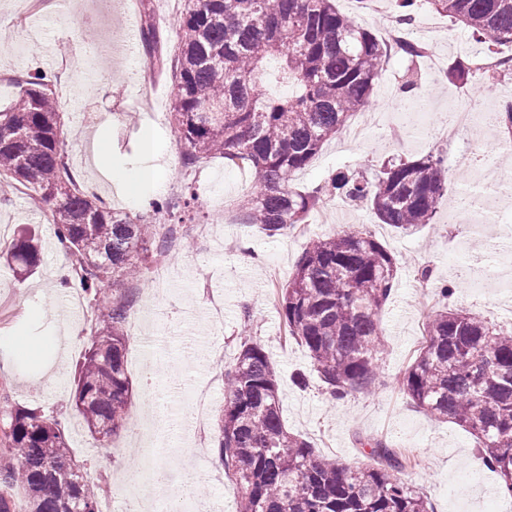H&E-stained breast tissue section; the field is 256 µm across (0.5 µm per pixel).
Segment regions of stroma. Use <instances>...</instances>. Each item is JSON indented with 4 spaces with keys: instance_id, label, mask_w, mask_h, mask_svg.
Here are the masks:
<instances>
[{
    "instance_id": "1",
    "label": "stroma",
    "mask_w": 512,
    "mask_h": 512,
    "mask_svg": "<svg viewBox=\"0 0 512 512\" xmlns=\"http://www.w3.org/2000/svg\"><path fill=\"white\" fill-rule=\"evenodd\" d=\"M122 15L110 0H51L49 5L19 19L14 0H0V30L10 33L8 46H0V82L25 76L33 67L57 73L59 85L68 90L63 112L64 150L77 180L92 185L96 195L115 212L136 217L145 214L144 200L163 197V188L178 183L194 188L192 210L175 205L172 223L206 222L215 226L216 237L207 249L195 240L182 242L176 251L159 256L156 247L146 252L148 265L166 260L171 274L165 292L153 295L152 283L140 286L133 312L143 315L146 333L129 334L126 366L133 392L122 429L104 442L91 439L72 400V370L91 334V325L61 318L58 301L50 293L61 251L47 231L49 213L37 209L28 195L9 193L0 203V241H14L22 229L35 232L40 262L32 273L0 260V381L8 382L11 398L19 406L36 409L60 421L70 448L85 464L84 476L97 483L102 494L115 499V512H132L134 502L121 490L116 463L136 454V436H147L158 413L170 414L168 390L177 384L189 388L208 383L214 395L213 410L224 403L222 373L231 365L243 341L261 344L279 376L281 413L289 432L314 445L320 454L347 465L362 462L361 440L379 438L408 453L414 463L399 474L402 482L423 494L432 512H494L496 506L512 512V495L501 488L476 447L475 438L451 421L427 416L400 387L407 367L425 342V323L440 308L438 296L420 291L417 268H427L435 284H451L455 290L449 308L483 317L503 328L512 327V260L496 238L497 225H512V206L504 207L498 224H474L455 217L451 201L465 186L485 187L489 176L479 167L475 152L496 154L500 146L482 119H475L458 139L434 138L428 125L416 121L422 106L430 108V123L446 122L448 109L470 95L483 107H497L512 96V80L504 78L495 94H487L481 79L461 84L432 73L426 56L412 57L400 49L387 51L385 73L375 83L369 108L383 113L387 123H404L403 141L392 143L373 131L357 145L336 134L325 142L312 160L294 176V185L308 190L330 174L344 170L374 174L391 160H414L425 155L441 157L448 171L443 197L432 223L416 233L403 235L380 221L370 206L336 203L337 219L329 224L310 213L307 234L289 230L268 238L245 224L235 204L254 181L250 170L225 164L214 155L188 168L183 164L184 146L169 125L174 83L168 73L150 70L142 56L113 63L93 60L102 45L125 42L127 29ZM419 24L439 29L435 45L443 61L460 54L486 51L464 25L451 22L429 7H420ZM73 54L67 71H60L61 55ZM414 79L413 90L399 94L405 79ZM153 81L156 101L153 112L136 108L133 99L140 84ZM106 145V164L117 174L150 169L152 180L142 182L137 193L140 205H132L120 184L99 170L95 148L86 142L88 129ZM348 229L372 234L402 269L381 313L387 352L373 392L331 399L323 388L306 350L286 333L274 299L285 285L309 237L332 235ZM499 264L508 286L494 293L482 292L476 273ZM224 296L221 325L209 326L202 287ZM25 338L39 352L38 359L16 357L8 337ZM150 339L155 371L154 387H147L136 361L143 339ZM304 373L307 387L295 384V373ZM153 457L175 478L167 484L165 500L180 512H235L241 490L218 461L216 441L208 439L204 451L185 450L183 445L154 449ZM189 471L205 478L196 501L181 498L179 475Z\"/></svg>"
}]
</instances>
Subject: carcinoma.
<instances>
[{"instance_id":"1","label":"carcinoma","mask_w":512,"mask_h":512,"mask_svg":"<svg viewBox=\"0 0 512 512\" xmlns=\"http://www.w3.org/2000/svg\"><path fill=\"white\" fill-rule=\"evenodd\" d=\"M484 43H512V0H426ZM401 22L417 0H395ZM178 45L169 59L163 35L143 10L139 40L148 62L174 63L171 118L184 143V165L209 155L245 160L255 184L240 208L267 237L305 222L326 198L368 204L383 224L410 233L433 220L447 170L431 155L400 161L370 178L338 171L312 190L292 184L323 143L368 103L380 79L385 46L339 12L332 0H183ZM281 61L289 96L259 90L266 59ZM466 59L448 78L466 82ZM0 110V187L36 193L50 205L60 246L82 269L81 287L95 312L94 333L73 372L75 408L95 441L124 424L132 385L125 367L126 323L137 302L129 289L104 284L145 278L140 250L155 225L112 211L77 188L64 162L54 76L40 69L16 82ZM32 268L38 249L20 238L7 251ZM400 262L371 235L349 230L317 237L299 257L277 304L333 399L367 393L385 352L379 313ZM400 385L433 419H450L478 440L487 465L512 493V330L482 317L441 310ZM218 456L242 489L236 512H429L427 501L396 473L404 453L381 439L360 442L366 462L354 467L316 453L288 432L277 372L266 351L245 342L224 372ZM97 486L86 481L61 424L0 400V512H99Z\"/></svg>"}]
</instances>
